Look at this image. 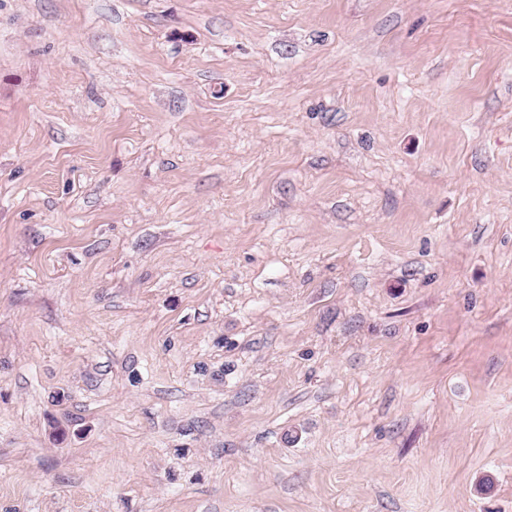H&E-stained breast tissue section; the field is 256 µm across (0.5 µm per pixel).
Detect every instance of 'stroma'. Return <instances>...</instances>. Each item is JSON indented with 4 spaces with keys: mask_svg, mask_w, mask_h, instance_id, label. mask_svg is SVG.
Listing matches in <instances>:
<instances>
[{
    "mask_svg": "<svg viewBox=\"0 0 512 512\" xmlns=\"http://www.w3.org/2000/svg\"><path fill=\"white\" fill-rule=\"evenodd\" d=\"M0 512H512V0H0Z\"/></svg>",
    "mask_w": 512,
    "mask_h": 512,
    "instance_id": "1",
    "label": "stroma"
}]
</instances>
